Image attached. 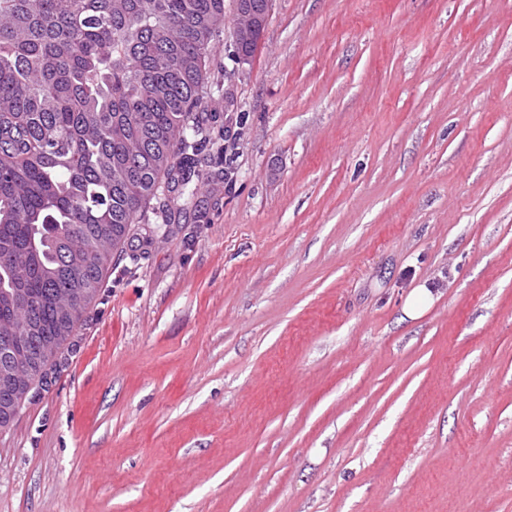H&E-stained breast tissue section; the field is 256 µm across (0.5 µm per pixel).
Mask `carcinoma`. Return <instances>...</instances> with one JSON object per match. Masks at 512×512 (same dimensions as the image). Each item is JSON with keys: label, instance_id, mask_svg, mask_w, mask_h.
Listing matches in <instances>:
<instances>
[{"label": "carcinoma", "instance_id": "1", "mask_svg": "<svg viewBox=\"0 0 512 512\" xmlns=\"http://www.w3.org/2000/svg\"><path fill=\"white\" fill-rule=\"evenodd\" d=\"M224 0H0V337L16 370L30 317L59 346L69 289L98 293L162 183L203 182L209 67Z\"/></svg>", "mask_w": 512, "mask_h": 512}]
</instances>
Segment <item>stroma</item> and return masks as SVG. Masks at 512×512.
I'll use <instances>...</instances> for the list:
<instances>
[{"label": "stroma", "instance_id": "obj_1", "mask_svg": "<svg viewBox=\"0 0 512 512\" xmlns=\"http://www.w3.org/2000/svg\"><path fill=\"white\" fill-rule=\"evenodd\" d=\"M0 432V512H512V0H271ZM427 285L416 319L404 306ZM266 2L267 7L264 13L247 15L246 22L242 24L237 23L233 30V38L236 47L242 46L246 43H250L255 39H257V43L259 45L266 24L267 16L269 13L271 0H266ZM257 48L258 47L256 43L253 42L251 44L242 46L241 48H239L238 51L242 52L246 56L252 57L257 51ZM244 55H239V59L245 61L249 58Z\"/></svg>", "mask_w": 512, "mask_h": 512}]
</instances>
